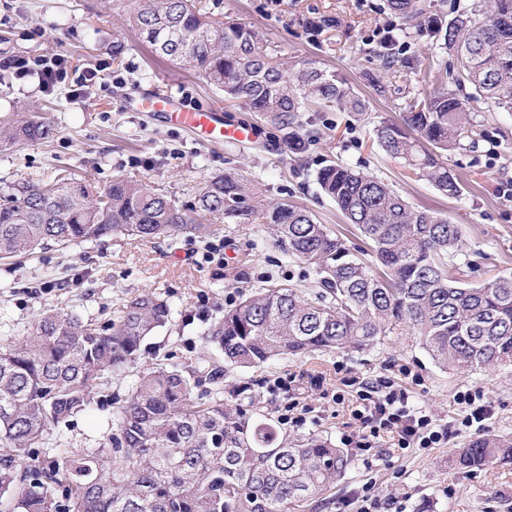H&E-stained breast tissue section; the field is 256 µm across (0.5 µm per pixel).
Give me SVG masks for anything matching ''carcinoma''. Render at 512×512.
I'll return each mask as SVG.
<instances>
[{"label": "carcinoma", "mask_w": 512, "mask_h": 512, "mask_svg": "<svg viewBox=\"0 0 512 512\" xmlns=\"http://www.w3.org/2000/svg\"><path fill=\"white\" fill-rule=\"evenodd\" d=\"M128 2L155 52L242 102L281 132L292 154L315 141L304 113L367 111L344 76L309 60L285 65L260 30L211 19L201 0ZM387 8L399 25L383 64L395 61L410 29H425L456 52L471 92L402 96V124L377 126V145L457 198L462 186L439 157L476 147L480 105L512 112V0H485L448 22L417 0H387ZM52 134L46 121L0 123V145ZM315 179L370 242L377 268L307 209L271 199L231 171L205 180L189 205L123 177L100 190L61 172L0 187V258L49 242L67 248L123 235L175 243L208 238L217 221L271 224L285 259L311 267L321 286L306 293L272 282L240 294L205 331L224 365L158 363L141 372L107 440L61 461L38 460L39 449L61 447L54 428L87 410L106 373L136 367L143 342L172 312L145 294L122 300L102 323L40 314L26 336L0 344V512H297L335 487L350 459L327 436L288 438L281 418L257 411L249 386L226 389L228 374L280 358L362 352L399 330L421 337L445 369L512 362V276L474 286L453 277L460 225L347 165L329 162ZM456 463L512 466V437L476 438L457 450Z\"/></svg>", "instance_id": "carcinoma-1"}]
</instances>
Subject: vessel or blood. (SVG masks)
I'll use <instances>...</instances> for the list:
<instances>
[{"mask_svg":"<svg viewBox=\"0 0 512 512\" xmlns=\"http://www.w3.org/2000/svg\"><path fill=\"white\" fill-rule=\"evenodd\" d=\"M135 108L155 113L197 137L218 143L244 142L254 137L251 126L224 124L220 107L189 108L180 99L161 90L154 91L142 102L136 103Z\"/></svg>","mask_w":512,"mask_h":512,"instance_id":"obj_1","label":"vessel or blood"}]
</instances>
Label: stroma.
<instances>
[{"label": "stroma", "instance_id": "35a3bbf8", "mask_svg": "<svg viewBox=\"0 0 512 512\" xmlns=\"http://www.w3.org/2000/svg\"><path fill=\"white\" fill-rule=\"evenodd\" d=\"M207 2L213 19L232 18L262 29L284 60H312L343 75L367 100V112L306 113L305 121L320 139L297 162L273 127L256 122L240 102L225 100L194 71L158 57L143 43L129 24L126 0H0V63L57 57L69 69L97 72L93 86L78 99L65 84L46 91L37 77L18 82L10 73L0 74V121L24 112L54 128L47 140L0 145V186L38 182L67 170L100 189L124 174L186 203L199 182L235 169L267 197L310 209L349 248L368 250V241L315 181L316 171L330 160L373 173L412 204L460 225L466 282L512 275V199L499 191L503 181L512 179V113L483 106L478 119L484 138L447 156L463 187L456 198L415 178L375 143V126L401 119L400 99L378 94L377 86H403L419 98L437 90L463 93L454 51L414 33L406 53L418 59L419 73L385 67L375 41L377 27L392 19L385 0ZM118 39L126 50L116 58L112 43ZM439 71L447 73V83L432 82ZM158 89L190 106L222 107L225 124L253 125L255 136L244 143L204 142L154 113L131 110L132 100ZM270 278L303 286L314 274L306 265L287 262L264 224H221L207 240L184 236L174 246L123 235L63 250L51 245L24 258H0V338L26 335L43 311L100 322L120 299L150 293L168 300L172 319L144 343L141 366L166 360L216 362L220 356L206 342L205 330L240 292ZM402 366L409 376L399 375ZM382 375L397 377L413 402L447 428V438L437 447L410 448L393 457L383 444L365 457L352 454L344 479L307 512H336L338 503L368 482L381 496L397 500L404 512H512V466L460 469L453 463L457 449L473 438L459 426L463 412L454 401L457 393L484 392L494 405L487 432L512 435V365L467 374L444 370L419 337L405 331L363 353L276 360L261 369H238L233 379L250 384L258 405L280 408L291 399L305 407L304 423L284 424L288 434L328 435L339 444L359 424L348 405L336 404V394L354 395L350 378L372 381ZM278 377L290 382L287 397L268 391ZM132 383L129 374L105 376L98 405L56 427L64 448L98 447L111 431L114 401L124 398Z\"/></svg>", "mask_w": 512, "mask_h": 512}]
</instances>
